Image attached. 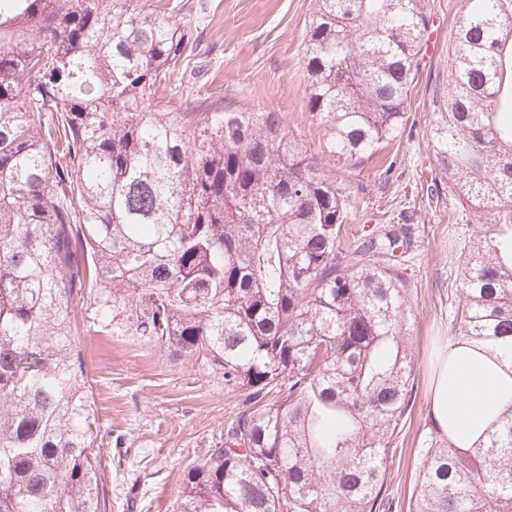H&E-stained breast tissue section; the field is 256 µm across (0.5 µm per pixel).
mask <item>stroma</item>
I'll return each mask as SVG.
<instances>
[{"instance_id":"1","label":"stroma","mask_w":512,"mask_h":512,"mask_svg":"<svg viewBox=\"0 0 512 512\" xmlns=\"http://www.w3.org/2000/svg\"><path fill=\"white\" fill-rule=\"evenodd\" d=\"M198 45L178 79L199 97L232 110L282 113L286 128L319 151L322 168L346 186L350 221L366 230L394 229L403 242L414 406L396 439L386 492L409 512L417 450L431 408L433 360L448 337V295L458 256L481 208L453 195L429 147V87L452 49L462 0H432L435 51L425 53L408 102L402 135L353 168L325 153V129L310 121L302 51L315 0H174ZM105 455L124 453L107 476L112 512H171L184 473L224 443L236 405L207 374L176 364L120 336L81 333Z\"/></svg>"}]
</instances>
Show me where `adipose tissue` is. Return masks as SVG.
<instances>
[{
    "label": "adipose tissue",
    "instance_id": "obj_1",
    "mask_svg": "<svg viewBox=\"0 0 512 512\" xmlns=\"http://www.w3.org/2000/svg\"><path fill=\"white\" fill-rule=\"evenodd\" d=\"M512 406V368L465 342L444 344L437 361L431 409L455 444L474 447L489 424Z\"/></svg>",
    "mask_w": 512,
    "mask_h": 512
}]
</instances>
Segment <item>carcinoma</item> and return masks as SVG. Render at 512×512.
<instances>
[{"label":"carcinoma","mask_w":512,"mask_h":512,"mask_svg":"<svg viewBox=\"0 0 512 512\" xmlns=\"http://www.w3.org/2000/svg\"><path fill=\"white\" fill-rule=\"evenodd\" d=\"M428 0H316L308 117L354 167L399 137ZM189 39L146 0H0V512H110L88 322L240 398L172 512H390L413 364L398 236H345V189L280 112L170 107ZM429 146L512 211V0H464ZM454 337L512 361V224L458 257ZM410 512H512V411L478 448L429 422Z\"/></svg>","instance_id":"1"}]
</instances>
